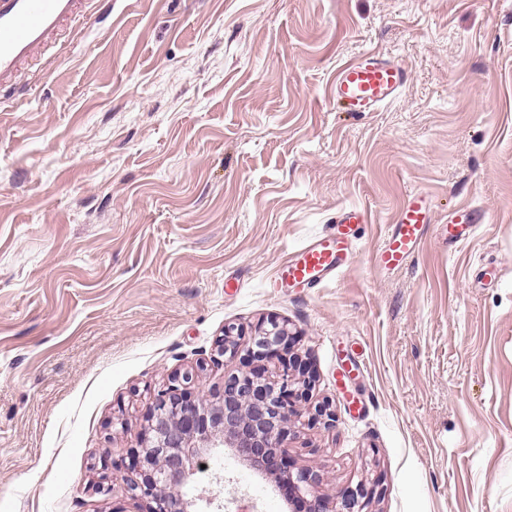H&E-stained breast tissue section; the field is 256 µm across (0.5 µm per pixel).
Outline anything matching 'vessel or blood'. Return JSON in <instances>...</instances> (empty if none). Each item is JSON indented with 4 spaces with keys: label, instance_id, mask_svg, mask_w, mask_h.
I'll return each mask as SVG.
<instances>
[{
    "label": "vessel or blood",
    "instance_id": "b4317fda",
    "mask_svg": "<svg viewBox=\"0 0 512 512\" xmlns=\"http://www.w3.org/2000/svg\"><path fill=\"white\" fill-rule=\"evenodd\" d=\"M84 0H0V89L11 87L22 66L36 58L77 15ZM407 81L406 68L376 52L344 63L337 71L330 94L347 112H375L392 102ZM433 213L431 200L410 194L395 218V227L376 255L388 271L403 267L419 249ZM362 208L340 210L336 232L314 238L294 251L281 270L296 286L317 287L334 278L346 265L344 251L353 242V229L366 223ZM471 209H460L444 226L449 241L460 242L474 229Z\"/></svg>",
    "mask_w": 512,
    "mask_h": 512
}]
</instances>
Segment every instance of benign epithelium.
<instances>
[{
    "label": "benign epithelium",
    "mask_w": 512,
    "mask_h": 512,
    "mask_svg": "<svg viewBox=\"0 0 512 512\" xmlns=\"http://www.w3.org/2000/svg\"><path fill=\"white\" fill-rule=\"evenodd\" d=\"M239 328L224 327L218 353L238 354ZM294 333L288 323L270 318L254 329L249 355L256 361L288 354ZM306 363L291 356L281 373L233 374L224 379L222 403L213 405L193 398L183 385L190 372L176 375L158 392L146 414L140 449L132 459L140 480L128 486L133 495L147 501L146 512H198L196 502L181 488L205 464L213 448H234L244 460L275 475L288 495L294 512H364L373 490L364 484L347 491L341 506L318 491V476L310 470H293L283 446L289 434L290 404L301 397L296 385L308 389Z\"/></svg>",
    "instance_id": "benign-epithelium-1"
}]
</instances>
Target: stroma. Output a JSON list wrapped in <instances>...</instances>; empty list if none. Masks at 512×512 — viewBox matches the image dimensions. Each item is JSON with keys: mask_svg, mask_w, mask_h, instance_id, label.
Here are the masks:
<instances>
[{"mask_svg": "<svg viewBox=\"0 0 512 512\" xmlns=\"http://www.w3.org/2000/svg\"><path fill=\"white\" fill-rule=\"evenodd\" d=\"M369 51L407 84L340 111L336 71ZM414 192L433 225L380 269ZM463 204L480 222L451 245ZM350 206L344 271L274 287ZM273 316L313 379L288 455L323 496L512 512V0H89L0 95V512H145L155 395L189 372L221 401L261 366L218 355L225 326ZM206 462L198 512H289L233 449Z\"/></svg>", "mask_w": 512, "mask_h": 512, "instance_id": "1", "label": "stroma"}]
</instances>
